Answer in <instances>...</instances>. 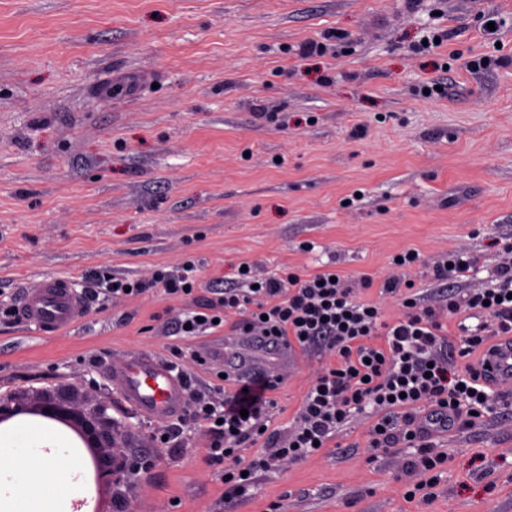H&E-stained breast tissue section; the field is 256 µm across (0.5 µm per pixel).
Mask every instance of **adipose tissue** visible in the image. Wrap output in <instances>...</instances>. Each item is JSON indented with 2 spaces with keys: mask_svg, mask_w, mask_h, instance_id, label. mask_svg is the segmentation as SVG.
<instances>
[{
  "mask_svg": "<svg viewBox=\"0 0 512 512\" xmlns=\"http://www.w3.org/2000/svg\"><path fill=\"white\" fill-rule=\"evenodd\" d=\"M85 462L72 439L47 419L0 426V512H83ZM62 484L56 495L51 484Z\"/></svg>",
  "mask_w": 512,
  "mask_h": 512,
  "instance_id": "adipose-tissue-1",
  "label": "adipose tissue"
}]
</instances>
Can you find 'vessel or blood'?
<instances>
[{
	"label": "vessel or blood",
	"mask_w": 512,
	"mask_h": 512,
	"mask_svg": "<svg viewBox=\"0 0 512 512\" xmlns=\"http://www.w3.org/2000/svg\"><path fill=\"white\" fill-rule=\"evenodd\" d=\"M84 303L74 295L67 279L53 277L28 292L17 311L22 323L40 334L55 335L78 322ZM237 369L264 380L275 379L277 370L292 363L295 353L283 345H271L250 336L242 340ZM483 371L498 386L512 384V341L501 340L487 356ZM112 385L131 407L157 421L179 414L185 395L182 379L167 363L147 352L128 358L110 372Z\"/></svg>",
	"instance_id": "1"
}]
</instances>
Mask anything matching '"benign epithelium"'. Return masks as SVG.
<instances>
[{
	"label": "benign epithelium",
	"instance_id": "benign-epithelium-1",
	"mask_svg": "<svg viewBox=\"0 0 512 512\" xmlns=\"http://www.w3.org/2000/svg\"><path fill=\"white\" fill-rule=\"evenodd\" d=\"M20 415H39L68 427L86 448L101 487L118 489L152 466L145 456L117 457L114 449L120 447L121 433L108 416L107 405L99 401L84 406L73 389L0 397V424Z\"/></svg>",
	"mask_w": 512,
	"mask_h": 512
}]
</instances>
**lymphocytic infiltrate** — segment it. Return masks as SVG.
<instances>
[{"mask_svg": "<svg viewBox=\"0 0 512 512\" xmlns=\"http://www.w3.org/2000/svg\"><path fill=\"white\" fill-rule=\"evenodd\" d=\"M500 250L509 260L495 269L486 288L422 309L414 298H405L406 313L393 322L384 320L377 305L333 280L331 272L257 281L249 271H240V287L225 289L221 300L222 307L244 313L235 325L237 333L291 339L310 350L334 353L337 363L311 385L286 439L258 452L254 442L273 416L272 384L238 379L219 404L209 395H196L206 454L226 474L225 503L243 499L257 475L317 454L353 414L368 409L377 416L369 430L372 447L415 449L409 467L426 474V487H433L430 473L443 458L433 453L429 433L467 426L475 415L495 412L499 403V392L478 365L460 370L453 359L485 351L491 337L512 336V244ZM193 284L194 267L188 264L175 273L157 270L148 280L102 275L86 296L94 302L158 288L183 297ZM464 310L475 312L478 322L459 325L452 356L442 336L443 321ZM377 336L383 344H374Z\"/></svg>", "mask_w": 512, "mask_h": 512, "instance_id": "lymphocytic-infiltrate-1", "label": "lymphocytic infiltrate"}]
</instances>
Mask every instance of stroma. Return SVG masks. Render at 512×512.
<instances>
[{
	"label": "stroma",
	"mask_w": 512,
	"mask_h": 512,
	"mask_svg": "<svg viewBox=\"0 0 512 512\" xmlns=\"http://www.w3.org/2000/svg\"><path fill=\"white\" fill-rule=\"evenodd\" d=\"M506 21L487 36L489 16ZM453 39L426 51L430 31ZM325 53L302 56L307 42ZM512 241V0H0V396L60 386L107 401L129 455L153 465L122 488L123 512H215L224 494L192 400L178 442L130 408L109 371L149 351L223 396V331L176 336L249 264L258 278L339 272L382 294L393 258L413 297L484 287ZM461 280L431 268L459 246ZM195 266L184 300L154 289L88 304L58 336L5 311L46 278L83 291L107 272L151 279ZM327 353L300 351L272 391L270 428L292 425ZM371 416L329 451L260 476L234 512H512V395L433 441V494L412 495L411 451H376Z\"/></svg>",
	"instance_id": "1"
}]
</instances>
